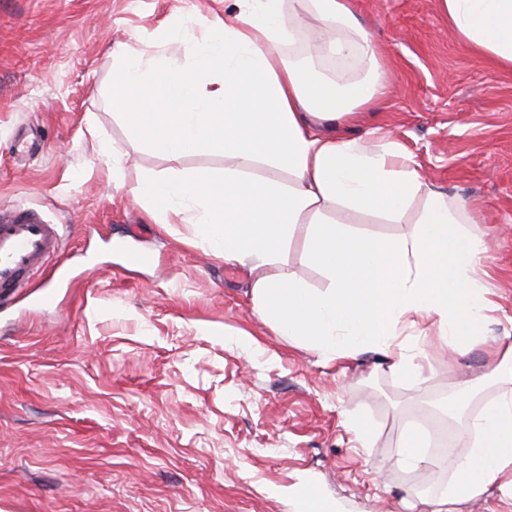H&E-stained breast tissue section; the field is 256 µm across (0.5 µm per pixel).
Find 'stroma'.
<instances>
[{
	"instance_id": "obj_1",
	"label": "stroma",
	"mask_w": 512,
	"mask_h": 512,
	"mask_svg": "<svg viewBox=\"0 0 512 512\" xmlns=\"http://www.w3.org/2000/svg\"><path fill=\"white\" fill-rule=\"evenodd\" d=\"M355 7L394 85L341 132L371 151L400 146L432 189L466 201L492 302L482 344L427 346L415 381L373 352L323 360L254 311L247 267L193 244L192 225L147 220L135 177L168 163L106 100L108 49L185 56L171 31L223 17L224 0H0V209L64 225L58 257L76 281L42 307L33 276L0 308V512H295L305 484L336 512H424L443 496L447 468L395 459L463 381L478 385L451 429L498 393L489 345H512V71L459 40L440 0ZM426 205L417 194L398 224L336 219L389 240ZM129 247L148 263L128 266Z\"/></svg>"
}]
</instances>
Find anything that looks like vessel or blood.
<instances>
[{
  "label": "vessel or blood",
  "instance_id": "b4317fda",
  "mask_svg": "<svg viewBox=\"0 0 512 512\" xmlns=\"http://www.w3.org/2000/svg\"><path fill=\"white\" fill-rule=\"evenodd\" d=\"M62 246L58 225L30 209L0 210V303L15 298Z\"/></svg>",
  "mask_w": 512,
  "mask_h": 512
}]
</instances>
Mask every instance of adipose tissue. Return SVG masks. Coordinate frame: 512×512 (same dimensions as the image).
<instances>
[{
  "mask_svg": "<svg viewBox=\"0 0 512 512\" xmlns=\"http://www.w3.org/2000/svg\"><path fill=\"white\" fill-rule=\"evenodd\" d=\"M440 2L458 38L512 68V0ZM310 18L321 49L368 60L367 78L321 80L285 63L282 47ZM195 23L172 33L189 44L183 58L150 56L124 42L110 50L113 108L137 141L170 162L136 178L135 199L148 217L193 225L203 245L247 267L255 311L322 358L375 351L392 357L394 373L418 378L426 353L402 335L424 317L434 318L441 349L467 352L490 301L476 277L482 243L460 225L464 203L427 192L416 229L393 240L357 234L334 217L343 207L397 222L424 190L401 153L368 152L324 129L389 87L353 0H232L223 17ZM191 155L223 158L224 168H180ZM300 224L306 258L327 287H307L284 264ZM493 377L500 391L473 415L448 491L429 500L427 512H447L492 485L512 498V346L499 353Z\"/></svg>",
  "mask_w": 512,
  "mask_h": 512,
  "instance_id": "ef3b65f1",
  "label": "adipose tissue"
}]
</instances>
